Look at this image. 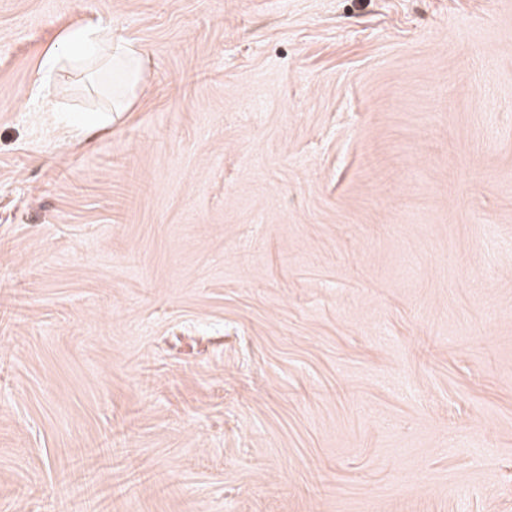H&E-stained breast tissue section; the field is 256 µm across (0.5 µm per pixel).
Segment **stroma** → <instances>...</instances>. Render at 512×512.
<instances>
[{
	"instance_id": "stroma-1",
	"label": "stroma",
	"mask_w": 512,
	"mask_h": 512,
	"mask_svg": "<svg viewBox=\"0 0 512 512\" xmlns=\"http://www.w3.org/2000/svg\"><path fill=\"white\" fill-rule=\"evenodd\" d=\"M0 512H512V0H0ZM78 45L82 54H76L71 47ZM141 50L129 40L116 38L108 25H89L68 30L59 48L50 51L41 66L37 96L40 97V112H63L54 94V82L59 72L67 69L88 71L110 67L114 62L125 66L123 74L125 94L114 100L99 112H127L134 103L135 90L142 75Z\"/></svg>"
}]
</instances>
